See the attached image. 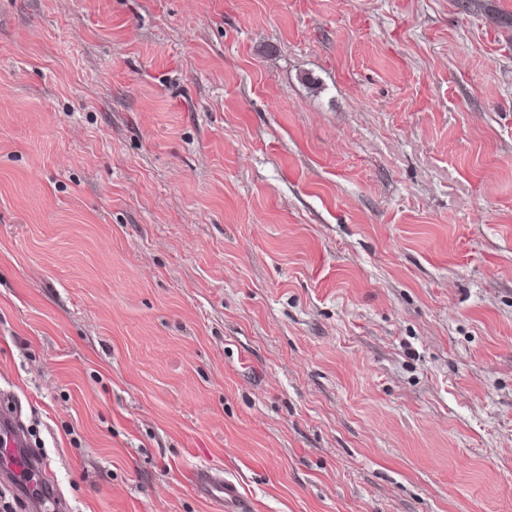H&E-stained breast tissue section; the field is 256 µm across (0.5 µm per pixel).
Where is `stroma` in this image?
Wrapping results in <instances>:
<instances>
[{"label": "stroma", "instance_id": "obj_1", "mask_svg": "<svg viewBox=\"0 0 512 512\" xmlns=\"http://www.w3.org/2000/svg\"><path fill=\"white\" fill-rule=\"evenodd\" d=\"M512 0H0V393L67 512H512ZM190 481L201 497L224 507L228 512H236L244 506L237 484L222 475L206 468H197L190 474Z\"/></svg>", "mask_w": 512, "mask_h": 512}]
</instances>
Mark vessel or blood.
I'll return each mask as SVG.
<instances>
[{
  "instance_id": "b4317fda",
  "label": "vessel or blood",
  "mask_w": 512,
  "mask_h": 512,
  "mask_svg": "<svg viewBox=\"0 0 512 512\" xmlns=\"http://www.w3.org/2000/svg\"><path fill=\"white\" fill-rule=\"evenodd\" d=\"M43 462L28 451V438L16 418L8 411H0V477L31 482L44 479ZM190 481L201 497L219 506L225 512H241L243 502L237 484L205 468L194 470Z\"/></svg>"
}]
</instances>
